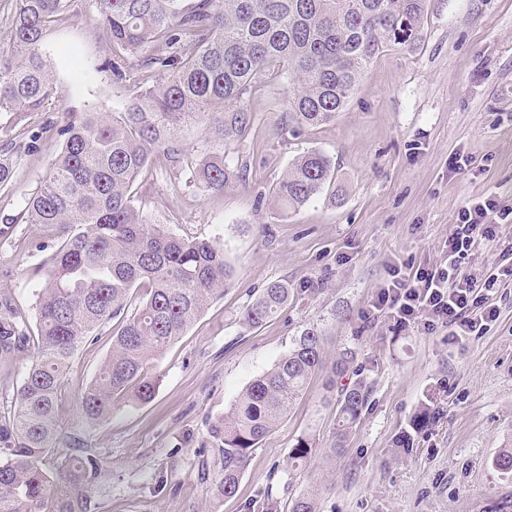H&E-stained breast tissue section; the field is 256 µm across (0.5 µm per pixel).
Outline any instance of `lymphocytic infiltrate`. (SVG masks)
I'll list each match as a JSON object with an SVG mask.
<instances>
[{
  "mask_svg": "<svg viewBox=\"0 0 512 512\" xmlns=\"http://www.w3.org/2000/svg\"><path fill=\"white\" fill-rule=\"evenodd\" d=\"M507 213V208L492 196L462 205L457 229L448 240L447 259L409 274L394 272L386 287L376 294L374 310L386 312L404 327L441 324L457 337L478 335L495 317L494 309L485 306L482 298L494 281L462 275L459 263L476 240L494 238L497 218Z\"/></svg>",
  "mask_w": 512,
  "mask_h": 512,
  "instance_id": "f902f5d3",
  "label": "lymphocytic infiltrate"
}]
</instances>
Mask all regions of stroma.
I'll use <instances>...</instances> for the list:
<instances>
[{
    "label": "stroma",
    "mask_w": 512,
    "mask_h": 512,
    "mask_svg": "<svg viewBox=\"0 0 512 512\" xmlns=\"http://www.w3.org/2000/svg\"><path fill=\"white\" fill-rule=\"evenodd\" d=\"M71 24L51 32L45 52L58 78L60 110L32 123L0 113V158L16 170L0 190V267L8 291L32 311L41 253L49 240L38 224L22 221L63 140L72 113L105 104L123 111L133 95L116 84L105 62L112 40L94 0H71ZM285 80L248 100L250 128L226 149L243 178L223 192L204 191L194 178L208 152L203 126L181 127L174 167L149 166L136 203L151 223L184 238L219 244L234 268L233 284L216 298L159 361L161 384L143 405L116 406L111 417L86 424L78 401L112 348L109 335L74 356L59 412L60 441L84 433L104 457L92 502L96 512H263L266 498L287 502L311 492L318 512H490L512 496L492 458L512 448V279L500 277L486 302L497 312L483 333L460 340L447 327L398 329L371 300L393 271L442 261L461 205L496 195L512 207V0H430L423 39L413 49L382 53L336 119L285 131ZM38 134V149L25 148ZM318 150L335 164L330 191L300 211L275 213L272 189L299 155ZM466 164L450 167L453 157ZM14 217L6 225L5 217ZM288 281L294 293L278 316L250 329L240 312L269 282ZM326 336V361L350 347L354 366L370 386L367 406L341 450H334L336 407L325 399L323 376L286 420L251 453L234 496L213 503L218 452L209 418L223 414L242 389L270 369L303 328ZM437 413L412 430L426 397ZM313 435L314 462L287 471L297 438Z\"/></svg>",
    "instance_id": "1"
}]
</instances>
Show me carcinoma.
Masks as SVG:
<instances>
[{
    "mask_svg": "<svg viewBox=\"0 0 512 512\" xmlns=\"http://www.w3.org/2000/svg\"><path fill=\"white\" fill-rule=\"evenodd\" d=\"M13 39L0 50V112L16 122L61 107L60 88L44 50L47 32L66 21L67 0H13ZM112 36L108 68L136 95L123 112L100 105L60 129L61 152L28 199L22 218L57 237L47 252L34 317L0 293V364L29 354L32 364L12 396L0 397V512H92L103 461L73 436L59 452L58 410L71 359L110 329L112 351L80 398L88 424L116 403L145 404L162 380L158 361L235 276L218 244L180 238L152 224L133 203L137 177L151 163L174 166L177 130L205 126L212 152L196 168L207 192L243 177L224 163V146L241 139L252 119L246 102L288 75V123L332 121L349 104L371 64L389 48L415 46L429 0H95ZM332 160L311 150L297 157L273 188L285 217L331 184ZM292 294L286 280L262 289L240 320L258 328ZM322 332L305 328L269 370L254 378L222 415L208 423L221 472L215 498L234 494L252 449L275 432L324 370ZM345 349L326 378L335 395L333 448L342 447L370 391ZM303 435L288 455L295 468L315 454ZM512 474V448L493 460ZM288 512H317L313 495L291 497Z\"/></svg>",
    "mask_w": 512,
    "mask_h": 512,
    "instance_id": "obj_1",
    "label": "carcinoma"
}]
</instances>
